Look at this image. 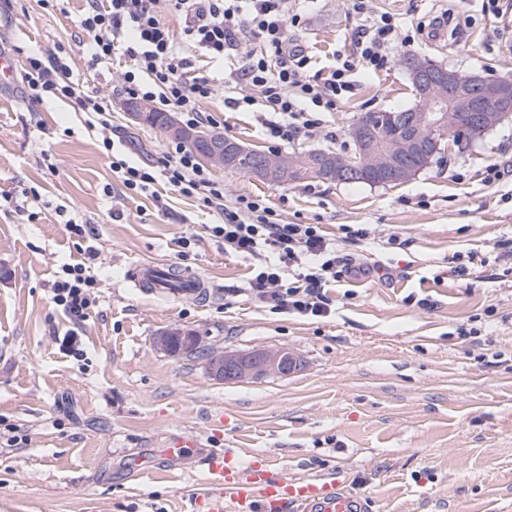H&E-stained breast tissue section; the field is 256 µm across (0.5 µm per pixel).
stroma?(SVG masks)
Masks as SVG:
<instances>
[{
    "label": "stroma",
    "mask_w": 512,
    "mask_h": 512,
    "mask_svg": "<svg viewBox=\"0 0 512 512\" xmlns=\"http://www.w3.org/2000/svg\"><path fill=\"white\" fill-rule=\"evenodd\" d=\"M81 0L68 13L41 0H0V52L25 69L35 51H63L72 80L106 97L112 137L134 161L171 143L122 109L123 68L91 63ZM373 12L463 21L461 36L420 34L396 46L386 70H359L353 94L323 113L322 128L285 152L351 154L349 128L365 111L413 105L399 65L411 53L467 73L512 77V31L481 0H369ZM297 35L329 71L353 51L361 18L351 0H296ZM200 108L218 130L273 151L252 111L225 106L222 72ZM91 114L70 100L37 102L22 82L0 91V512H188L210 483L200 462L218 448L301 479L342 472L372 512H512V117L408 182L267 184L209 167L225 205L260 196L291 224L321 225L362 274L329 284L331 314H276L235 288L249 259L225 253L198 199L158 186L129 193L101 147ZM498 166L501 180L487 182ZM87 225L99 255L96 306L79 330L82 357L59 348L69 320L50 301L66 263L82 260ZM367 229L349 239L348 231ZM189 238L186 254L175 241ZM178 264L224 294L207 303L132 291L128 266ZM196 331L201 350L170 355L153 340ZM293 352L295 373L227 383L205 350ZM196 445L165 458L170 438Z\"/></svg>",
    "instance_id": "stroma-1"
}]
</instances>
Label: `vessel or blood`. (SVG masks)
I'll list each match as a JSON object with an SVG mask.
<instances>
[{"label":"vessel or blood","mask_w":512,"mask_h":512,"mask_svg":"<svg viewBox=\"0 0 512 512\" xmlns=\"http://www.w3.org/2000/svg\"><path fill=\"white\" fill-rule=\"evenodd\" d=\"M127 281L145 293L175 299H210V281L174 264L131 266ZM212 489L197 495L191 512H367L363 501L342 488L340 477L301 480L256 462L241 463L225 448L203 458Z\"/></svg>","instance_id":"obj_1"}]
</instances>
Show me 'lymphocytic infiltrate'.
<instances>
[{"label":"lymphocytic infiltrate","mask_w":512,"mask_h":512,"mask_svg":"<svg viewBox=\"0 0 512 512\" xmlns=\"http://www.w3.org/2000/svg\"><path fill=\"white\" fill-rule=\"evenodd\" d=\"M82 27L93 35L90 60L94 63L127 58L123 92L152 102L161 112L174 110L189 126L212 122L199 108L200 100L214 92L211 80L192 72V60L184 56L174 33L163 21V11L183 19V35L214 62L237 59L238 66L224 78L225 85L241 90L229 98L231 106H259V121L267 139L289 144L320 128L321 113L355 88L359 69H386L396 42L411 43L413 35L401 34L394 14L369 12L367 0H353L364 22L354 36V49L328 74L312 72L307 47L294 33L302 23L290 12L288 0H86ZM251 34L258 47L240 55L243 34ZM73 62L56 55L28 57L22 77L31 99L68 98L79 109L92 113L102 128H110L111 111L98 97L85 93L71 79ZM102 145L112 154L111 167L124 187L137 194L165 181L180 193L198 198L216 213L213 237L227 253L254 259L247 281L249 294L272 312L329 316L332 300L325 287L352 273L350 259L337 255L320 225L291 224L254 197L224 203V186L210 177L192 149L173 143L162 158L141 163L114 157V142ZM84 261L63 264L51 287V301L73 325L61 341L63 350L80 355L78 325L89 318L94 304L91 290L97 283L92 264L96 246H87Z\"/></svg>","instance_id":"1"}]
</instances>
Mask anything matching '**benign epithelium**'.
Returning <instances> with one entry per match:
<instances>
[{
	"label": "benign epithelium",
	"instance_id": "7a95c632",
	"mask_svg": "<svg viewBox=\"0 0 512 512\" xmlns=\"http://www.w3.org/2000/svg\"><path fill=\"white\" fill-rule=\"evenodd\" d=\"M404 70L416 96L412 109L415 116L404 134L388 137L360 123L351 132L357 146L353 155L331 150H313L309 156L258 155L251 167L252 175L273 183H292L305 174H313L337 183L362 177L378 185L400 184L422 171L412 160L429 163L440 152L450 126L462 120L479 138L512 115L509 79L448 70L423 59ZM168 132L200 142L205 148L203 158L215 167H231L247 152L246 147L218 131L186 133L174 119ZM207 369L219 380L240 382L262 376H288L297 370V360L286 348L247 354L216 350L208 357Z\"/></svg>",
	"mask_w": 512,
	"mask_h": 512
}]
</instances>
